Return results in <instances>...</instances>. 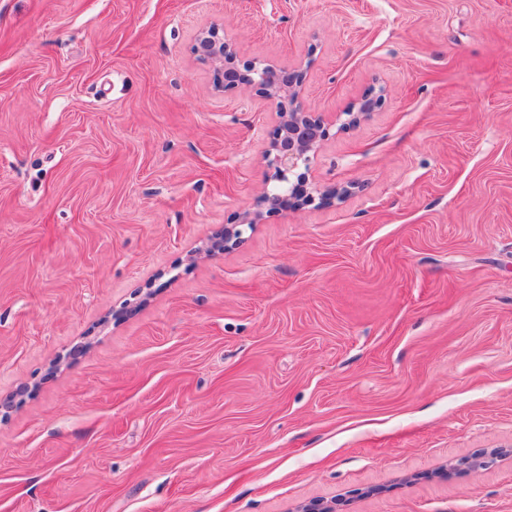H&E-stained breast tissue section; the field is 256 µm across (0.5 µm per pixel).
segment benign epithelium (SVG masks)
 I'll return each mask as SVG.
<instances>
[{
  "mask_svg": "<svg viewBox=\"0 0 512 512\" xmlns=\"http://www.w3.org/2000/svg\"><path fill=\"white\" fill-rule=\"evenodd\" d=\"M193 53L211 69L215 90L253 92L275 107L278 121L263 153L267 177L262 200L286 202L290 207L299 205L305 183L301 169H309L329 135L324 119L306 111L299 102L303 71H290L265 61H253L239 69L236 48L224 38V29L217 26L199 31ZM381 103L380 94L362 98L356 110L345 113L346 124L360 122ZM316 192L321 205L329 206L333 200L345 198L350 190L342 187L320 193L314 187L307 193L306 202L313 201Z\"/></svg>",
  "mask_w": 512,
  "mask_h": 512,
  "instance_id": "7a95c632",
  "label": "benign epithelium"
}]
</instances>
